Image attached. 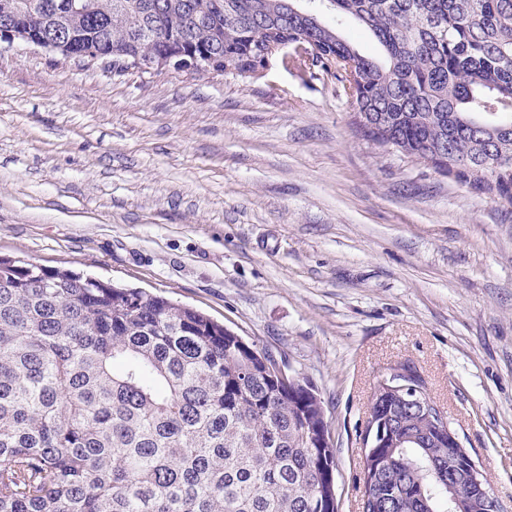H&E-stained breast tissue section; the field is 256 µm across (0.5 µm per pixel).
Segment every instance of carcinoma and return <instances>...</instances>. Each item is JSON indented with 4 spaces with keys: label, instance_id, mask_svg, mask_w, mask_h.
<instances>
[{
    "label": "carcinoma",
    "instance_id": "obj_1",
    "mask_svg": "<svg viewBox=\"0 0 512 512\" xmlns=\"http://www.w3.org/2000/svg\"><path fill=\"white\" fill-rule=\"evenodd\" d=\"M0 0L128 70L197 58L237 73L304 43L289 65L332 74L370 133L512 206V0ZM379 42L361 54L319 7ZM282 359L192 308L0 256V512H337L324 402ZM364 512H481L433 406L378 392ZM457 500L448 504V486Z\"/></svg>",
    "mask_w": 512,
    "mask_h": 512
}]
</instances>
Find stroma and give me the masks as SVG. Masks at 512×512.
<instances>
[{
    "instance_id": "stroma-1",
    "label": "stroma",
    "mask_w": 512,
    "mask_h": 512,
    "mask_svg": "<svg viewBox=\"0 0 512 512\" xmlns=\"http://www.w3.org/2000/svg\"><path fill=\"white\" fill-rule=\"evenodd\" d=\"M0 255L283 356L325 405L339 512L377 373L412 363L512 512V208L366 140L332 75L116 76L0 44Z\"/></svg>"
}]
</instances>
